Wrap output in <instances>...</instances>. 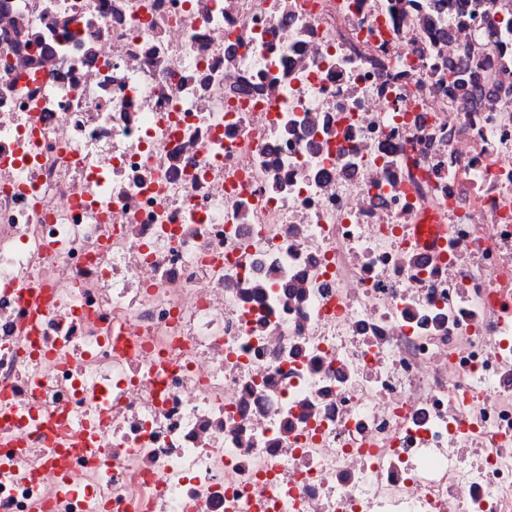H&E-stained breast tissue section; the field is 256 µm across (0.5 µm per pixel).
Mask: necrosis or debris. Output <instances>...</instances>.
I'll return each instance as SVG.
<instances>
[{"label": "necrosis or debris", "mask_w": 512, "mask_h": 512, "mask_svg": "<svg viewBox=\"0 0 512 512\" xmlns=\"http://www.w3.org/2000/svg\"><path fill=\"white\" fill-rule=\"evenodd\" d=\"M0 512H512V0H0Z\"/></svg>", "instance_id": "1"}]
</instances>
